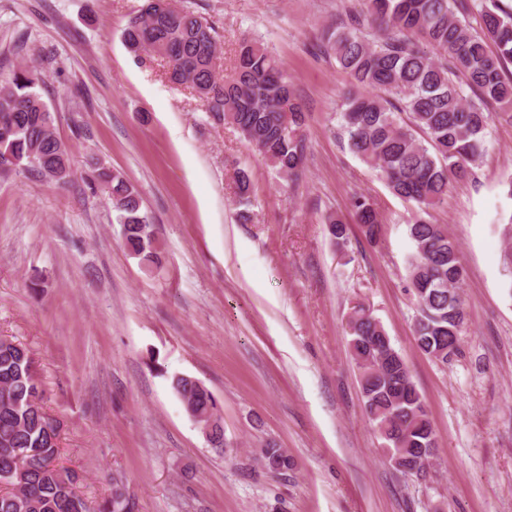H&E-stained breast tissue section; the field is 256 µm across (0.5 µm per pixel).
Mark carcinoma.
I'll use <instances>...</instances> for the list:
<instances>
[{"label": "carcinoma", "instance_id": "cac0c4a2", "mask_svg": "<svg viewBox=\"0 0 512 512\" xmlns=\"http://www.w3.org/2000/svg\"><path fill=\"white\" fill-rule=\"evenodd\" d=\"M342 27L327 30L325 52L346 71L353 87L345 97L342 136L349 150L379 172L390 192L418 210L441 202L453 183L464 181L485 153L491 108L512 112V4L504 0H363ZM478 16V28L467 20ZM138 59L158 60L168 79L194 93L219 123L240 138L278 174L294 181L303 165L304 113L280 60L265 43L245 37L233 74L219 69L214 27L174 0H143L122 31ZM437 51L430 56L420 44ZM43 75L31 69L12 73L0 85V172H34L58 186L71 176L70 156L55 135L54 116L36 87ZM86 179L101 191L122 226L126 251L147 269L162 263L156 225L138 189L121 173L89 162ZM251 179L240 169L234 194L250 215ZM353 208L366 237L379 239L381 224L370 199ZM327 233L339 251L347 247L346 225L325 215ZM407 232L414 247L409 265L415 298L414 341L422 353L446 365L448 346L460 349L465 323L458 292L464 269L458 243L442 225L421 216ZM509 242L503 275L512 291V215L503 224ZM351 356L360 373L364 412L384 440V452L399 459V472L416 474L422 452L438 446L424 399L410 370L381 322L364 306L348 320ZM171 388L197 425L213 420L224 430L222 406L200 380L171 377ZM42 389L34 360L24 344L0 336V512H136L124 482L112 478V494L97 508L79 490L76 472L58 465L60 423L34 401ZM261 454L268 471L286 475L292 458L284 448Z\"/></svg>", "mask_w": 512, "mask_h": 512}]
</instances>
